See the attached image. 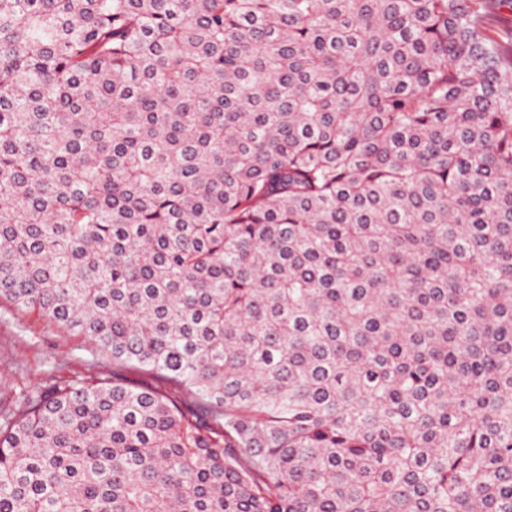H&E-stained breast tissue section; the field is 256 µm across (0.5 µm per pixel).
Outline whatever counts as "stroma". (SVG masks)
Masks as SVG:
<instances>
[{"mask_svg": "<svg viewBox=\"0 0 512 512\" xmlns=\"http://www.w3.org/2000/svg\"><path fill=\"white\" fill-rule=\"evenodd\" d=\"M84 337L0 302V410L21 391L109 370Z\"/></svg>", "mask_w": 512, "mask_h": 512, "instance_id": "35a3bbf8", "label": "stroma"}]
</instances>
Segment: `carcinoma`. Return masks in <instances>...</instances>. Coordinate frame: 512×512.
Here are the masks:
<instances>
[{
    "instance_id": "1",
    "label": "carcinoma",
    "mask_w": 512,
    "mask_h": 512,
    "mask_svg": "<svg viewBox=\"0 0 512 512\" xmlns=\"http://www.w3.org/2000/svg\"><path fill=\"white\" fill-rule=\"evenodd\" d=\"M505 6L0 0V512H512ZM102 371L112 363L83 336L0 302V410L14 409L23 390Z\"/></svg>"
}]
</instances>
